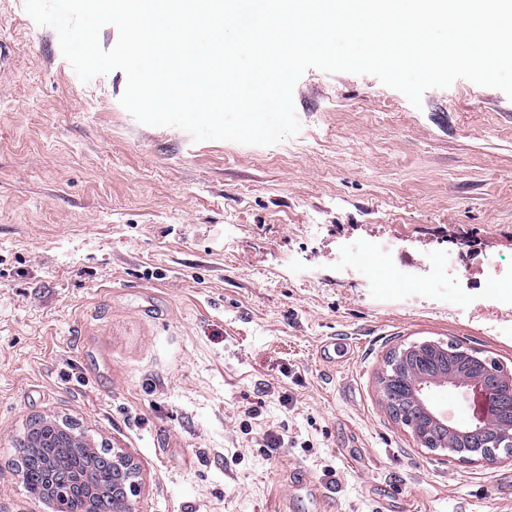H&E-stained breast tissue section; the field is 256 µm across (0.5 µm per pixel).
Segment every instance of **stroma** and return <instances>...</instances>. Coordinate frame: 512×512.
Segmentation results:
<instances>
[{
    "label": "stroma",
    "instance_id": "obj_1",
    "mask_svg": "<svg viewBox=\"0 0 512 512\" xmlns=\"http://www.w3.org/2000/svg\"><path fill=\"white\" fill-rule=\"evenodd\" d=\"M24 2L0 0V512H48L11 466L39 416L122 449L133 512H512V457L436 456L378 383L424 340L512 369L483 299L488 261L512 270V98L459 79L417 108L311 69L298 135L196 142L129 114L123 71L82 82ZM384 241L466 275L394 286L356 252Z\"/></svg>",
    "mask_w": 512,
    "mask_h": 512
}]
</instances>
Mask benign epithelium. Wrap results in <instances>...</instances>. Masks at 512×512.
Masks as SVG:
<instances>
[{
    "instance_id": "benign-epithelium-1",
    "label": "benign epithelium",
    "mask_w": 512,
    "mask_h": 512,
    "mask_svg": "<svg viewBox=\"0 0 512 512\" xmlns=\"http://www.w3.org/2000/svg\"><path fill=\"white\" fill-rule=\"evenodd\" d=\"M382 378L399 379L406 386L405 392L384 399L392 417L401 422L404 411H416L421 423L413 425V431L421 442L432 439V428L444 429L446 457L479 461L496 448L512 447V371L489 365L480 352L455 343L448 347L434 341L414 343L389 356ZM447 385L466 394L476 388L501 394V416L493 420L475 414L463 430L448 423L430 402L432 388ZM112 464L118 470L112 496L129 504L138 492V472L119 451H112Z\"/></svg>"
}]
</instances>
